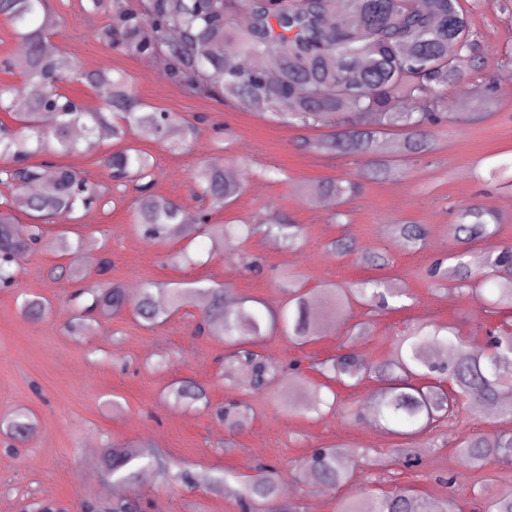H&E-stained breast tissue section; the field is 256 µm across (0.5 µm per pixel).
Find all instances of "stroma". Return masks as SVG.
<instances>
[{
    "label": "stroma",
    "mask_w": 512,
    "mask_h": 512,
    "mask_svg": "<svg viewBox=\"0 0 512 512\" xmlns=\"http://www.w3.org/2000/svg\"><path fill=\"white\" fill-rule=\"evenodd\" d=\"M86 4L50 0L64 20L54 45L71 55L80 70L128 73L140 98L178 120L164 141L129 135L158 164L155 193L188 211L202 209L191 174L210 157L220 156L225 165L236 167L242 189L230 206L213 214L214 223L248 222L275 213L302 225L304 236L295 249L274 238L255 237L244 250L212 257L208 240L201 237L192 242L182 236L146 241L134 226V190L117 185L104 162L117 143L104 137L89 153L42 155L43 160L81 169L105 192L102 202L81 211L75 227L84 236L82 262L88 275L83 287L100 282L127 289L147 281L166 288L219 284L236 296L275 306L283 297L281 276L290 271L299 275L306 290L382 279L406 289L402 307L377 313L355 304L340 320L324 309L315 341L297 348L276 334L262 340V352L282 362L297 357L307 367L336 354L344 328L362 323L369 333L356 349L379 363L391 356L398 336L425 320L455 327L466 346L482 345L485 328L495 325L497 316L472 296L438 286L428 267L435 257L454 250L448 226L459 209L472 203L502 217L495 235L479 241V248L512 246V194L487 182L490 168L512 164V83L505 85L488 119L459 130L434 128V151L406 159L398 176L372 180L367 176L372 158L312 153L301 142L315 137V130L279 125L240 106L198 96L161 77L158 65H145L143 58L126 56L94 39L92 29L108 26L111 16H88ZM470 20L488 46L485 74L495 79L512 72V11L500 10L497 0H480ZM188 123L198 124L196 136L185 134ZM281 169L287 180H279ZM326 178L358 180L360 190L345 203L311 205L309 187ZM337 211L343 214L338 222L333 219ZM406 221L428 227L427 246L416 251L395 246L391 227ZM70 228L67 222L46 225L41 250L23 260L12 288H0V418L24 411L33 420L32 432L16 447H9L7 435L0 432V512H25L26 505L42 499L56 501L67 512H83V503L90 499L100 512H107L119 494L139 499L141 512H241L233 490L263 465L276 468L281 499L300 503L304 512H336L339 502L399 485L419 493L428 512L450 499L462 503L465 512H482L481 500L512 486V466L492 462L472 471L454 453L456 443L472 432L492 435L503 429V422L486 411L465 405L456 425L406 441L359 417L366 395L362 388L342 391L348 416H305L301 409L308 395L303 390L281 382L253 394L246 372L224 376V343L217 336L196 335V308H181L153 329L142 327L128 312L99 317L88 331L72 335L67 323L74 285L65 278L71 258L54 247ZM344 234L353 238L357 255L340 258L329 250V242ZM185 248L193 263L180 260ZM245 252L260 258V271L242 268ZM362 253L383 254L389 262L367 266L358 259ZM102 257L112 266L101 276L96 264ZM33 296L49 304L43 319H28L20 309L22 299ZM181 380L205 388L210 408L171 405L169 388ZM233 402L250 409L248 423L235 431L210 412ZM127 442L160 450L173 464L171 476L160 479L145 465L129 484L117 486L104 472L97 449ZM332 444L380 453L403 444L419 464L388 470L363 465L349 484L334 489L297 468L312 449Z\"/></svg>",
    "instance_id": "1"
}]
</instances>
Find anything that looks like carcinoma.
<instances>
[{
	"instance_id": "cac0c4a2",
	"label": "carcinoma",
	"mask_w": 512,
	"mask_h": 512,
	"mask_svg": "<svg viewBox=\"0 0 512 512\" xmlns=\"http://www.w3.org/2000/svg\"><path fill=\"white\" fill-rule=\"evenodd\" d=\"M89 14L112 11L113 24L94 37L133 57L159 61L165 78L206 97L241 104L251 112L299 129L332 130L315 140H305L309 150L324 156H377L373 177L389 179L399 174L394 160L380 156L379 136L386 128L405 131L406 155L434 149L430 127H461L483 120L486 109L501 94L496 83L483 74L487 45L469 17L467 0H142L141 8L129 9L120 0H88ZM4 18L26 50L20 66L28 92L0 84V112L12 124L0 120V185L14 188L12 201L0 209V285L11 286L20 276L21 258L43 245V225L55 218L76 219V214L100 200L103 193L67 165L31 163L29 159L49 147L61 154L87 153L95 149L101 130L117 141L136 130L142 136L165 139L175 118L144 103L133 91L123 71H83L81 83L98 99L90 108L63 90L76 68L67 53L50 47V36L60 26L47 0H0ZM472 93L473 111H455L452 93ZM54 117L45 130L42 117ZM112 179L131 183L134 223L146 239L155 241L174 234L197 233L210 242L209 252L242 248L251 238H276L295 248L302 226L275 214L242 224H212L206 214H195L153 192L156 171L151 156L134 144H126L104 159ZM195 193L220 211L240 191L237 174L215 157L192 173ZM353 179H329L310 188L309 199L330 205L358 193ZM37 223L28 234L13 230L15 212ZM496 213L480 204L459 210L449 232L461 250L448 254L452 264L439 259L432 274L470 293L486 308L504 317L487 330V346L462 356H443L458 350L463 339L451 326L420 323L402 337L392 356L377 365L355 349L366 329L355 325L344 332L345 341L336 356L316 362L321 381L311 382L298 368L285 378L283 364L258 351V343L278 331L290 342L303 346L315 336L313 317L324 306L340 315L354 302L380 310L408 296L379 279H367L354 288L328 286L305 291L295 275H284L286 298L276 307L255 298H237L222 288L188 285L160 288L147 282L131 298L119 284L78 289L72 295L77 308L68 328L77 333L90 325L91 316H110L129 310L151 328L166 321L184 306L198 308L195 330L220 336L229 358L249 372L250 387L261 392L284 379L288 387L309 392L305 414L338 413L337 390H356L381 377L386 385L367 400L369 420L399 437L415 436L434 423L459 419L468 402L487 408L489 416L512 418V247L503 246L466 259L472 243L494 234ZM399 247L418 249L429 231L423 224L394 225ZM62 251L72 258L74 277L84 276L80 263L83 239H60ZM24 315L40 318L47 306L39 297L21 304ZM178 406L208 404L204 388L190 381L176 383L169 392ZM216 416L230 429L247 422L238 405L221 408ZM32 430L25 412L5 420L3 432L24 438ZM461 463L479 469L486 461H512V430L493 436L474 432L455 448ZM101 461L116 481L124 483L144 458L170 473L168 461L133 445L99 449ZM348 445L318 449L300 469L332 488L354 477ZM279 494L277 471L259 468L257 476L243 482V512H261ZM338 512H425L423 499L413 490L394 487L375 497L340 503ZM485 512H512V487L503 488L485 502Z\"/></svg>"
}]
</instances>
